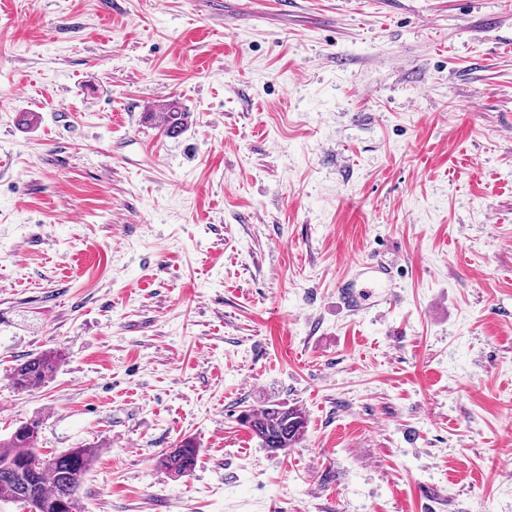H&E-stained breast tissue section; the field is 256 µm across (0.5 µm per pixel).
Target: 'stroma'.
Segmentation results:
<instances>
[{"label":"stroma","mask_w":512,"mask_h":512,"mask_svg":"<svg viewBox=\"0 0 512 512\" xmlns=\"http://www.w3.org/2000/svg\"><path fill=\"white\" fill-rule=\"evenodd\" d=\"M0 98V437L86 512H512V0H0ZM59 361L60 356L54 351L25 360L11 374L13 387L23 391L46 383L56 372ZM241 422L259 440L262 448L277 452L290 448L304 434L305 415L298 409L271 404L250 411ZM38 422H21L10 437L0 441V501L34 502L37 512H62L61 495L68 493L74 512H83L79 490L99 448L85 445L58 454H44L36 448ZM40 464L29 461L35 457ZM196 447L192 439L186 438L176 448L162 453L157 459V465L177 477L184 476L196 462L199 452Z\"/></svg>","instance_id":"35a3bbf8"}]
</instances>
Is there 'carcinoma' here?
I'll list each match as a JSON object with an SVG mask.
<instances>
[{"mask_svg":"<svg viewBox=\"0 0 512 512\" xmlns=\"http://www.w3.org/2000/svg\"><path fill=\"white\" fill-rule=\"evenodd\" d=\"M186 113L177 106L165 110L163 132L179 134L185 127ZM60 356L45 352L18 364L11 382L18 390H29L50 380L56 372ZM241 422L259 440L260 446L277 452L294 445L304 434L305 415L298 409L271 404L250 411ZM38 423L19 424L10 437L0 441V501L37 505L38 512H61V495L69 494L76 512H83L79 490L99 449L78 446L58 454H44L36 448ZM199 449L186 438L180 445L162 453L157 465L181 477L193 468Z\"/></svg>","mask_w":512,"mask_h":512,"instance_id":"1","label":"carcinoma"}]
</instances>
